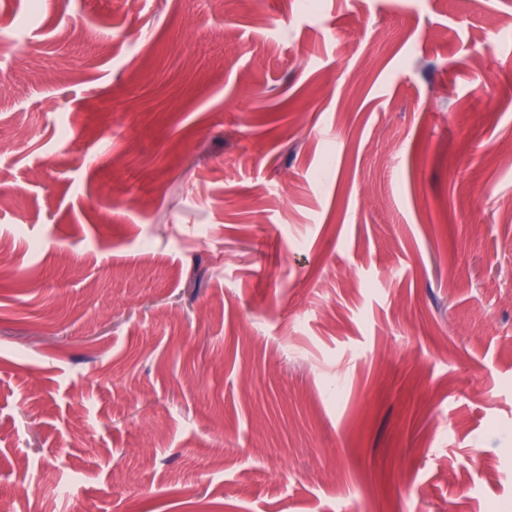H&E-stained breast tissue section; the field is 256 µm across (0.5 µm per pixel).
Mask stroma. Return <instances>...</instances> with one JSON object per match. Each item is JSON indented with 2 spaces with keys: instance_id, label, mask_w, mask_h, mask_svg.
<instances>
[{
  "instance_id": "obj_1",
  "label": "stroma",
  "mask_w": 512,
  "mask_h": 512,
  "mask_svg": "<svg viewBox=\"0 0 512 512\" xmlns=\"http://www.w3.org/2000/svg\"><path fill=\"white\" fill-rule=\"evenodd\" d=\"M302 3L0 5V512H512V0Z\"/></svg>"
}]
</instances>
